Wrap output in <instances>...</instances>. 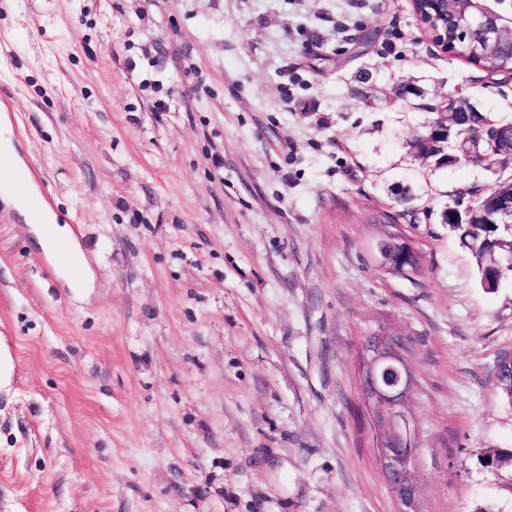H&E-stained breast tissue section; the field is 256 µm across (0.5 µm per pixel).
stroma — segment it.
<instances>
[{
  "mask_svg": "<svg viewBox=\"0 0 512 512\" xmlns=\"http://www.w3.org/2000/svg\"><path fill=\"white\" fill-rule=\"evenodd\" d=\"M457 95L512 117L410 0H0V117L87 261L0 199V512H397L359 411L381 322L427 512H512V275L480 288L442 222L512 167L406 145Z\"/></svg>",
  "mask_w": 512,
  "mask_h": 512,
  "instance_id": "stroma-1",
  "label": "stroma"
}]
</instances>
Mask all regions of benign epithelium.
Listing matches in <instances>:
<instances>
[{
    "instance_id": "benign-epithelium-1",
    "label": "benign epithelium",
    "mask_w": 512,
    "mask_h": 512,
    "mask_svg": "<svg viewBox=\"0 0 512 512\" xmlns=\"http://www.w3.org/2000/svg\"><path fill=\"white\" fill-rule=\"evenodd\" d=\"M456 20L481 34L483 47L497 50L506 44L512 48V4L505 0H454ZM471 103L464 97H452L437 121L448 122L456 112H467ZM400 236L390 235L378 243L380 263L384 267H404L395 258ZM406 340L377 329L365 337L359 356L361 378L360 412L366 417L376 449L377 460L398 512H425L417 478L419 444L409 397L416 381L404 349Z\"/></svg>"
}]
</instances>
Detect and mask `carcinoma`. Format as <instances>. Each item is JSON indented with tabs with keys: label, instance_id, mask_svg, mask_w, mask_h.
<instances>
[{
	"label": "carcinoma",
	"instance_id": "carcinoma-1",
	"mask_svg": "<svg viewBox=\"0 0 512 512\" xmlns=\"http://www.w3.org/2000/svg\"><path fill=\"white\" fill-rule=\"evenodd\" d=\"M456 33L457 27L448 28V40L456 42L458 49L479 46L478 33L464 32L459 38ZM466 61L487 71L509 70L512 69V52L507 49L496 54L473 52ZM511 123L508 118L493 120L473 106L468 112L457 113L455 121L448 123L446 128L435 123L425 126L409 141V147L422 157L435 159L436 165L443 167L457 162L448 153V143L455 142L467 151L469 158L466 162L485 167L512 151L511 143L488 138L487 130ZM493 216L494 211L490 209L478 212L471 219L450 210L443 212V223L450 226L462 246L472 253L479 282L488 289L498 286L500 268L506 267L512 258V226L490 223Z\"/></svg>",
	"mask_w": 512,
	"mask_h": 512
}]
</instances>
